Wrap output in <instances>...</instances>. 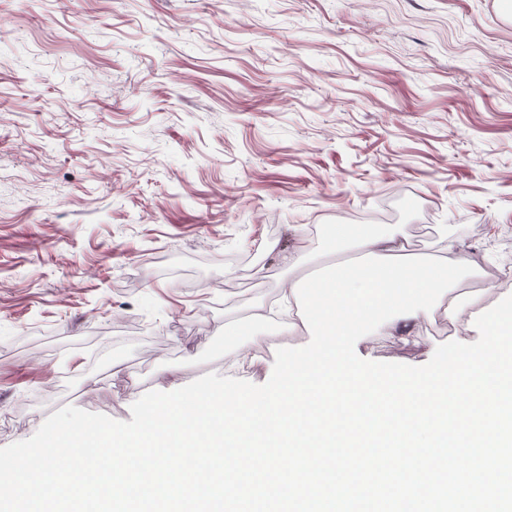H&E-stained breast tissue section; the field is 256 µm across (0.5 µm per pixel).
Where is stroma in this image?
Returning a JSON list of instances; mask_svg holds the SVG:
<instances>
[{
  "label": "stroma",
  "instance_id": "1",
  "mask_svg": "<svg viewBox=\"0 0 512 512\" xmlns=\"http://www.w3.org/2000/svg\"><path fill=\"white\" fill-rule=\"evenodd\" d=\"M0 447L213 372L329 226L512 276V0H0ZM305 257L298 267L289 259ZM383 330L364 359L420 366Z\"/></svg>",
  "mask_w": 512,
  "mask_h": 512
}]
</instances>
